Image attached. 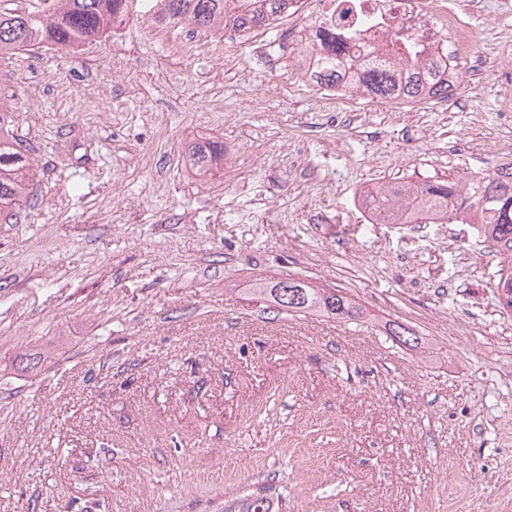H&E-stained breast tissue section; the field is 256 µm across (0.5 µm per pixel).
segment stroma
<instances>
[{
    "mask_svg": "<svg viewBox=\"0 0 512 512\" xmlns=\"http://www.w3.org/2000/svg\"><path fill=\"white\" fill-rule=\"evenodd\" d=\"M451 98H338L287 50L316 0L246 36L130 10L73 53L0 57L36 192L0 222V512H512V311L468 224H378L379 184L512 160V0H452ZM223 142L215 175L184 162ZM365 321L266 310L284 275ZM430 347L387 340L383 323ZM383 329L393 343L396 342L398 346L405 347L408 350H419L425 344L424 338L413 328L396 320L386 321ZM287 497L273 484H260L244 495L225 493L224 512H288Z\"/></svg>",
    "mask_w": 512,
    "mask_h": 512,
    "instance_id": "obj_1",
    "label": "stroma"
}]
</instances>
